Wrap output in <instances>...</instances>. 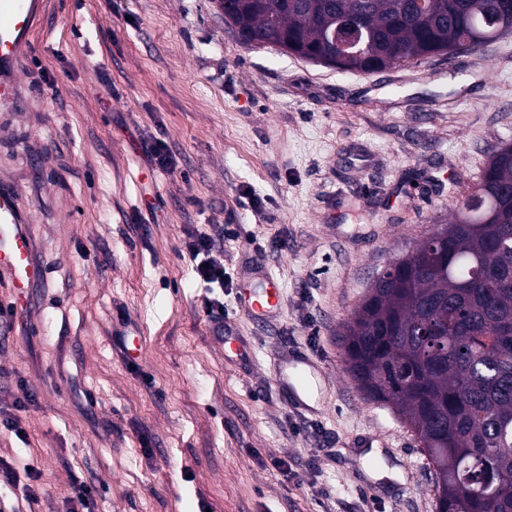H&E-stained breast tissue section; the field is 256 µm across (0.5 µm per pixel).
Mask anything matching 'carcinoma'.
<instances>
[{"mask_svg":"<svg viewBox=\"0 0 512 512\" xmlns=\"http://www.w3.org/2000/svg\"><path fill=\"white\" fill-rule=\"evenodd\" d=\"M236 0L243 43L273 40L306 60L374 73L439 54L481 49L512 32V0ZM346 16L360 45L328 42ZM480 201L396 259L342 336L347 372L388 402L425 447L437 512H512V145L491 156Z\"/></svg>","mask_w":512,"mask_h":512,"instance_id":"1","label":"carcinoma"}]
</instances>
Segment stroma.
Returning a JSON list of instances; mask_svg holds the SVG:
<instances>
[{"instance_id":"stroma-1","label":"stroma","mask_w":512,"mask_h":512,"mask_svg":"<svg viewBox=\"0 0 512 512\" xmlns=\"http://www.w3.org/2000/svg\"><path fill=\"white\" fill-rule=\"evenodd\" d=\"M65 42L25 72L39 100L0 168L51 151L24 185L48 276L0 319V458L32 460L65 512H436L433 471L391 404L344 371L338 336L378 273L448 223L512 144V34L374 74L243 45L214 0H54ZM79 26H71L72 15ZM165 140L173 172L137 138ZM228 231L230 362L182 241ZM282 286L274 325L239 306L244 271ZM124 332L126 346L115 345ZM322 368V407L290 406L279 358ZM98 495V488L93 483L75 486L72 495L66 500V512H94Z\"/></svg>"}]
</instances>
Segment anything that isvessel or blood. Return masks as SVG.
Instances as JSON below:
<instances>
[{"label":"vessel or blood","mask_w":512,"mask_h":512,"mask_svg":"<svg viewBox=\"0 0 512 512\" xmlns=\"http://www.w3.org/2000/svg\"><path fill=\"white\" fill-rule=\"evenodd\" d=\"M52 0H0V113L14 117L30 111L31 92L21 75L37 40L45 33L44 20ZM23 192L12 177H0V278L14 291L13 306L27 307L29 293L45 280L35 257L31 221L22 206ZM280 291L273 277L260 289L245 294L242 304L259 322L276 319ZM325 373L309 359L279 364L275 382L290 402L317 413Z\"/></svg>","instance_id":"1"}]
</instances>
